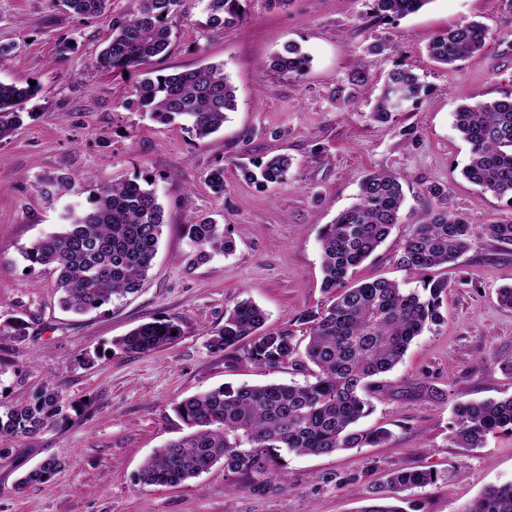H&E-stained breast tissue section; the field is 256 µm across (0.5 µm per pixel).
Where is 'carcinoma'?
<instances>
[{
  "mask_svg": "<svg viewBox=\"0 0 512 512\" xmlns=\"http://www.w3.org/2000/svg\"><path fill=\"white\" fill-rule=\"evenodd\" d=\"M129 13L112 21V36L101 51L98 66L134 76L131 104L153 121L184 129L203 141L216 133L236 109L235 88L224 64H209L169 74L145 76L142 66L168 51L172 43L171 16L187 0H131ZM206 25L224 28L245 14L247 0H203ZM432 0H372L378 18H401ZM69 13L100 17L108 0H61ZM488 36L480 22L456 25L434 37L430 58L452 70L481 51ZM311 57L295 44L275 56L269 67L293 77L310 66ZM40 86L0 82V142L8 140L23 122V105ZM426 88L407 66H397L386 78L373 118L388 121L407 105L418 102ZM455 128L470 147L463 175L473 184L512 204V98L477 100L454 113ZM292 166L286 155L258 159L243 167L246 179L263 184L287 183ZM213 192L224 194V166L209 169ZM399 173L378 170L366 174L357 201L341 211L320 231L324 304L301 312L308 342L299 352L292 326L265 328L267 314L251 300L225 310L224 324L209 331V347L224 353V363L243 361L277 371L287 365L310 364L314 381L303 384H223L174 404V412L191 432L158 449L143 464L139 482L147 486H178L224 466L232 487L265 490L281 476L282 455H332L387 442L383 427L361 429L371 401L368 394L383 390L375 377L392 370L409 345L442 319L448 280L423 282V291H406L399 284L376 278L352 282L355 270L371 257L399 222L404 203ZM93 178L48 176L39 182L47 198L80 194ZM154 182L147 178L118 183L99 182L86 204L64 216L63 228L37 239L22 253L30 266L56 273L60 307L82 314L98 311L128 294L139 292L163 232V208ZM438 206L427 210L421 223L405 238L399 264L419 273L444 267L486 236L512 244V218L484 224L477 231L466 218L448 207V191L428 187ZM188 251L180 256L190 273L216 255L234 250L224 225L202 217L183 225ZM179 326L167 319L142 323L112 341L124 352L147 354L174 344ZM72 404L59 386L45 385L20 403L0 401V459L18 448V442L66 418ZM453 439L460 448H478L486 435L512 434V397L501 400L461 401L455 405ZM63 464L48 457L19 478L21 486L48 482ZM438 474L427 469H401L386 482L371 487L370 505L362 512H406L399 506L402 493L433 484ZM463 512H512V484L489 485Z\"/></svg>",
  "mask_w": 512,
  "mask_h": 512,
  "instance_id": "obj_1",
  "label": "carcinoma"
}]
</instances>
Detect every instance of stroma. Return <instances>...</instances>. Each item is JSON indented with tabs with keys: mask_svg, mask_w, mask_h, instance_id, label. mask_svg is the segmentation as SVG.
Here are the masks:
<instances>
[{
	"mask_svg": "<svg viewBox=\"0 0 512 512\" xmlns=\"http://www.w3.org/2000/svg\"><path fill=\"white\" fill-rule=\"evenodd\" d=\"M130 7L111 0L104 16L85 19L65 13L59 0H0V44L14 46L0 57V81L40 86L25 105L38 120H25L0 143V400L28 399L50 383L74 404L65 421L0 460V512H359L370 486L403 468L442 475L409 492L416 512H463L485 487L512 483V435L492 433L466 449L449 430L457 402L512 396V309L497 299L512 285V245L487 237L448 268L443 321L414 340L383 376L384 391L371 397L374 410L362 425L390 429L388 443L288 457L283 479L263 494L229 490L219 465L176 487L138 480L157 448L187 432L174 402L225 383L309 380L308 370L294 366L276 373L227 366L207 332L242 299L260 305L272 327L319 308V231L354 202L367 173L404 174L406 202L400 224L360 266V280L418 287V275L398 258L412 224L436 204L430 184L447 188L449 206L474 226L512 218L505 201L463 178L469 147L453 118L460 105L512 95V0H430L395 21L370 18L367 0H248L247 18L221 30L207 27L201 5H192L171 19V49L150 67L167 74L223 64L237 109L204 142L127 107L131 79L98 68L113 20ZM473 19L488 28L478 55L453 71L429 59L435 35ZM290 43L312 58L297 79L269 67ZM361 57L370 66L357 83ZM399 64L429 94L392 120L375 121L384 80ZM278 154L292 159L286 184L244 179L243 165ZM216 165L224 168L220 196L205 181ZM48 174L154 178L165 226L140 292L105 312L59 309L54 274L28 268L21 256L77 203L73 195L44 197L37 184ZM206 215L223 224L235 249L188 274L178 261L187 249L181 227ZM155 318L178 324L174 345L147 355L113 349V338ZM14 319L26 323L25 340L6 330ZM87 353L96 354L94 366L83 365ZM49 456L64 463L51 482L18 486Z\"/></svg>",
	"mask_w": 512,
	"mask_h": 512,
	"instance_id": "stroma-1",
	"label": "stroma"
}]
</instances>
